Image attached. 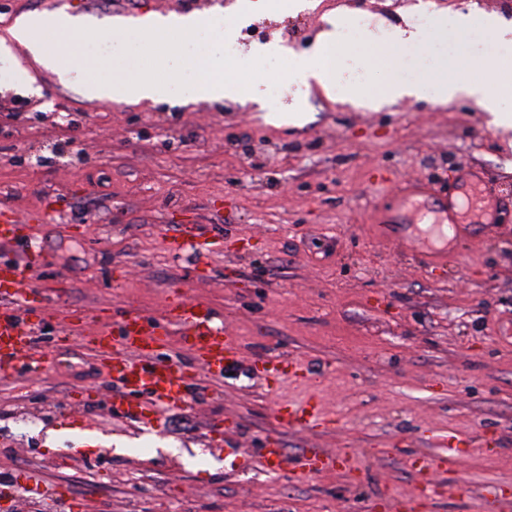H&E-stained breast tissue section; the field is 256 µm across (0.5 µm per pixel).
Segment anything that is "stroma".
I'll return each instance as SVG.
<instances>
[{
	"instance_id": "1",
	"label": "stroma",
	"mask_w": 512,
	"mask_h": 512,
	"mask_svg": "<svg viewBox=\"0 0 512 512\" xmlns=\"http://www.w3.org/2000/svg\"><path fill=\"white\" fill-rule=\"evenodd\" d=\"M469 2L318 0L270 22L263 43L282 42L296 18L301 41L252 66L287 80L336 10L366 20L342 52L368 66L387 41L392 75L395 29ZM178 10L176 0H0V32L31 12L105 23ZM217 36L160 33L120 62L119 73L154 76L152 101L89 98L21 48L0 66L32 79L0 84V204L22 219L42 212L31 238L46 263L32 284L58 292L57 307L32 316L52 369L0 381V512H41L19 491L32 480L65 488L84 512H481L482 487L512 480V200H499L497 223L469 225L436 270L376 222L406 176L474 167L489 186H512V131L471 99L431 93L378 109L314 83L264 109L199 100L190 59L218 50ZM495 47L478 24L409 51L430 67L464 58L462 78L491 86ZM185 223L222 230L223 253L172 256L166 241ZM184 299L223 317L246 362L279 355L298 372L270 384L246 371L209 379L159 423H128L109 409L112 379L86 338L108 309L130 302L157 319ZM68 311L83 323L64 328ZM315 402L325 425L280 426L277 404ZM87 429L97 444L78 448ZM273 432L289 457L319 448L350 466L269 474L257 455ZM448 435L469 442L465 457L448 458ZM433 454L447 463L429 497L411 461Z\"/></svg>"
}]
</instances>
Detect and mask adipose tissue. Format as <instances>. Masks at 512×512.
Here are the masks:
<instances>
[{
    "label": "adipose tissue",
    "instance_id": "1",
    "mask_svg": "<svg viewBox=\"0 0 512 512\" xmlns=\"http://www.w3.org/2000/svg\"><path fill=\"white\" fill-rule=\"evenodd\" d=\"M203 17L186 15L149 16L133 23L119 21L111 29L99 30L103 40L124 41L128 34H136L140 40L163 30H177L192 35L204 27ZM88 23L81 18L67 14H26L6 30V38L16 46L27 49L37 60L56 71L60 76L73 80L80 79L87 66L85 57L76 55L70 46L72 35L87 31ZM197 81L195 92L199 98L213 99L224 96L251 100L253 89L225 82L224 70L217 60L208 56L197 58L195 62ZM463 67L460 59L443 60L439 65L409 83L386 79L380 102H392L402 98H418L426 92H434L443 101L466 96L487 111L496 114L503 125H512V112L500 105L502 96L512 94V58L501 59L497 64L498 82L488 86L480 82H470L459 78ZM85 93L92 98L109 101L142 100L155 98L159 88L148 76L112 78L85 85Z\"/></svg>",
    "mask_w": 512,
    "mask_h": 512
}]
</instances>
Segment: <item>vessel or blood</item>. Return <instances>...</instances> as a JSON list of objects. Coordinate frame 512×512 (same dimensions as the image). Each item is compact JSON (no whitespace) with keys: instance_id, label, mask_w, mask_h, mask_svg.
<instances>
[{"instance_id":"1","label":"vessel or blood","mask_w":512,"mask_h":512,"mask_svg":"<svg viewBox=\"0 0 512 512\" xmlns=\"http://www.w3.org/2000/svg\"><path fill=\"white\" fill-rule=\"evenodd\" d=\"M493 195V190L474 174L448 187L440 182L408 179L400 182L396 193L382 203L380 222L403 250L417 255L428 267L440 269L448 263V249L420 241L410 233L414 214L433 216V227L440 237H459L465 220L495 223L497 213L490 203ZM39 219V214L33 213L27 222H20L10 208L1 206L0 244L28 248V226ZM223 247V236L203 234L193 224L179 225L177 237L169 243L170 252L176 256L189 248L202 256ZM33 277L31 261L0 259L1 378L19 366L39 372L50 363L48 354L36 345V325L28 311L46 307L51 297L47 290L32 287ZM117 317V332L102 331L91 337L88 346L118 383V390L112 394V410L127 421L144 423L157 408L184 405L199 375L220 379L242 364L237 341L225 329L222 317L209 306L183 300L161 319L146 317L130 308L119 310ZM176 335L182 337L193 366L169 357L170 341ZM276 416L287 427L308 428L324 420L316 406L306 410L280 404ZM260 459L263 467L274 472L293 467L303 475L313 476L335 468L343 457L312 449L292 464L279 440L270 436L264 441ZM479 496L485 512H499L502 504L512 498V482L502 480L486 485Z\"/></svg>"}]
</instances>
